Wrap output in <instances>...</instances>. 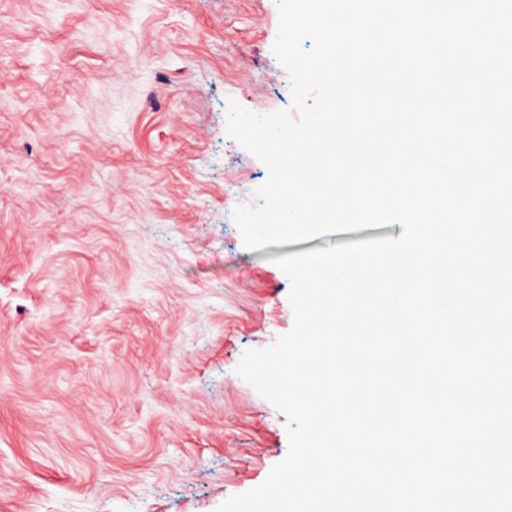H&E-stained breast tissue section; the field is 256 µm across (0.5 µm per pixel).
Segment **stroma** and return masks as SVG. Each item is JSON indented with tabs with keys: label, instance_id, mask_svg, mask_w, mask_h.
I'll list each match as a JSON object with an SVG mask.
<instances>
[{
	"label": "stroma",
	"instance_id": "obj_1",
	"mask_svg": "<svg viewBox=\"0 0 512 512\" xmlns=\"http://www.w3.org/2000/svg\"><path fill=\"white\" fill-rule=\"evenodd\" d=\"M275 0H0V512H216L289 450L235 369L294 324L229 101L292 107Z\"/></svg>",
	"mask_w": 512,
	"mask_h": 512
}]
</instances>
